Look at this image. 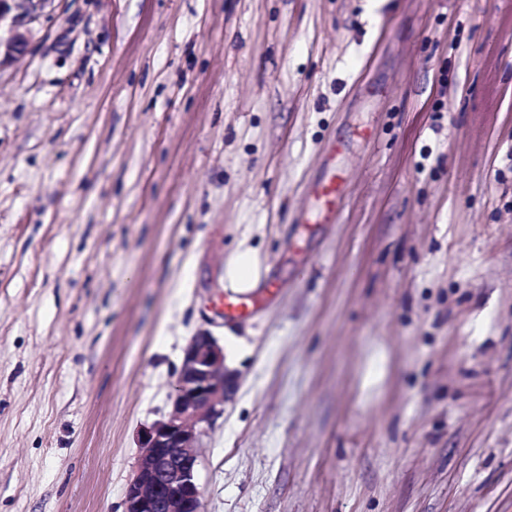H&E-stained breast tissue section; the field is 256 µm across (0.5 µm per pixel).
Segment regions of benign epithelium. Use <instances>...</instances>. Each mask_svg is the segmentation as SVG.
<instances>
[{
    "instance_id": "benign-epithelium-1",
    "label": "benign epithelium",
    "mask_w": 512,
    "mask_h": 512,
    "mask_svg": "<svg viewBox=\"0 0 512 512\" xmlns=\"http://www.w3.org/2000/svg\"><path fill=\"white\" fill-rule=\"evenodd\" d=\"M53 2L0 0V24L12 18L10 35L0 37V64L27 52V35L18 26L36 21ZM237 385L218 340L208 331L195 334L173 381L172 412L140 432L142 452L126 488L124 512H201L197 448Z\"/></svg>"
}]
</instances>
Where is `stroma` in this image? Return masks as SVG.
Listing matches in <instances>:
<instances>
[{
  "label": "stroma",
  "mask_w": 512,
  "mask_h": 512,
  "mask_svg": "<svg viewBox=\"0 0 512 512\" xmlns=\"http://www.w3.org/2000/svg\"><path fill=\"white\" fill-rule=\"evenodd\" d=\"M25 31L0 512H123L201 330L240 346L202 512H512V0H54ZM243 240L268 273L228 319ZM315 197L321 210L330 217L340 212V194L336 180L328 178L316 188Z\"/></svg>",
  "instance_id": "stroma-1"
}]
</instances>
